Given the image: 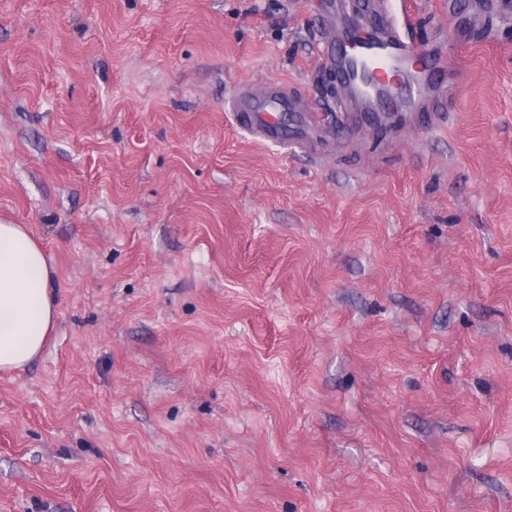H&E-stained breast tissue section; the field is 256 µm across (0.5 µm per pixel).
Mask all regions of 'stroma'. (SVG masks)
Returning <instances> with one entry per match:
<instances>
[{
    "label": "stroma",
    "instance_id": "1",
    "mask_svg": "<svg viewBox=\"0 0 512 512\" xmlns=\"http://www.w3.org/2000/svg\"><path fill=\"white\" fill-rule=\"evenodd\" d=\"M417 0L445 127L320 159V0H0V222L50 258L0 373V512H512V0Z\"/></svg>",
    "mask_w": 512,
    "mask_h": 512
}]
</instances>
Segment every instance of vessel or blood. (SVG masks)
<instances>
[{"label":"vessel or blood","mask_w":512,"mask_h":512,"mask_svg":"<svg viewBox=\"0 0 512 512\" xmlns=\"http://www.w3.org/2000/svg\"><path fill=\"white\" fill-rule=\"evenodd\" d=\"M387 0H372L365 25L357 33L343 31L335 52L324 61L342 89L332 114L320 112L306 96L286 85L270 82L262 87L238 86L232 100L234 123L252 138L265 143L288 141L285 125L294 118L301 132L298 145L316 153L335 127L361 129L383 125L391 106L409 105L404 122L410 129H436L448 114V62L426 55L416 68H408L409 46L401 39L387 7ZM373 61L371 82L361 77L360 61Z\"/></svg>","instance_id":"obj_1"}]
</instances>
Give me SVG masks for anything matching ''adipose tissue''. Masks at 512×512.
<instances>
[{
  "instance_id": "adipose-tissue-1",
  "label": "adipose tissue",
  "mask_w": 512,
  "mask_h": 512,
  "mask_svg": "<svg viewBox=\"0 0 512 512\" xmlns=\"http://www.w3.org/2000/svg\"><path fill=\"white\" fill-rule=\"evenodd\" d=\"M43 247L20 224H0V372L43 350L57 309Z\"/></svg>"
}]
</instances>
